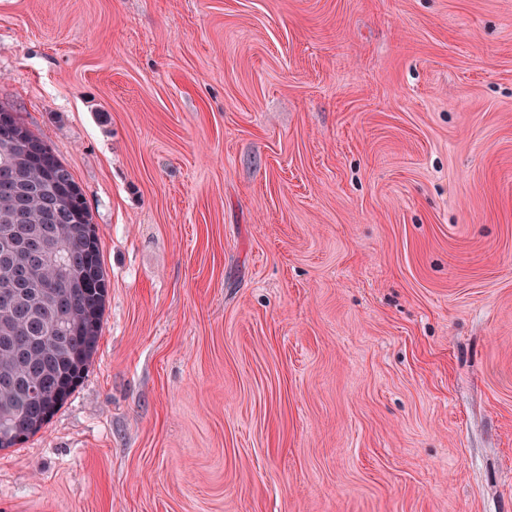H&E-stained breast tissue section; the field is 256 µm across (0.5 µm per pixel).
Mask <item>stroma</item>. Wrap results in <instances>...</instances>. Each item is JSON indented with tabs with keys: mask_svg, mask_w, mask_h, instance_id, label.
Listing matches in <instances>:
<instances>
[{
	"mask_svg": "<svg viewBox=\"0 0 512 512\" xmlns=\"http://www.w3.org/2000/svg\"><path fill=\"white\" fill-rule=\"evenodd\" d=\"M0 105L110 284L0 512H512V0H0Z\"/></svg>",
	"mask_w": 512,
	"mask_h": 512,
	"instance_id": "1",
	"label": "stroma"
}]
</instances>
